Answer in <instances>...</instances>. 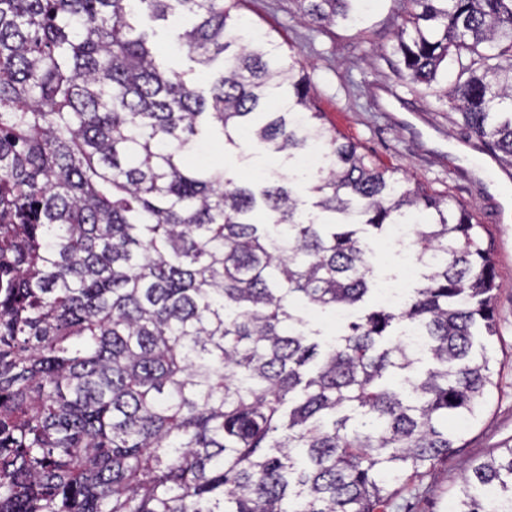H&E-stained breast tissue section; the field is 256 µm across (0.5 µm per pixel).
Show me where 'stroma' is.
I'll return each instance as SVG.
<instances>
[{
  "instance_id": "35a3bbf8",
  "label": "stroma",
  "mask_w": 512,
  "mask_h": 512,
  "mask_svg": "<svg viewBox=\"0 0 512 512\" xmlns=\"http://www.w3.org/2000/svg\"><path fill=\"white\" fill-rule=\"evenodd\" d=\"M404 8L403 0H375L365 40L343 25L317 31L300 17L294 0H241L233 17L269 33L279 52L296 54L327 125L372 163L472 206L486 227L480 242L497 271V333L483 342L495 387L482 420L464 431L461 450L400 487L391 510L448 512L464 469L512 445V207L502 193L503 186L512 187V165L483 151L446 103L402 80L396 55L378 56V44H393ZM208 156L238 180L281 168L280 159L247 140L228 149L214 144Z\"/></svg>"
}]
</instances>
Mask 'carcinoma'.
Here are the masks:
<instances>
[{"label":"carcinoma","mask_w":512,"mask_h":512,"mask_svg":"<svg viewBox=\"0 0 512 512\" xmlns=\"http://www.w3.org/2000/svg\"><path fill=\"white\" fill-rule=\"evenodd\" d=\"M239 2L0 0V512H386L485 413L496 268L472 209L326 127ZM295 2L362 34L372 0ZM176 10L204 89L139 28ZM392 49L512 159V0H406ZM211 127L290 169L318 150L310 202L201 159ZM395 224L422 283L369 306L365 237ZM358 306L332 338L303 318ZM452 507L512 512L511 445Z\"/></svg>","instance_id":"carcinoma-1"}]
</instances>
